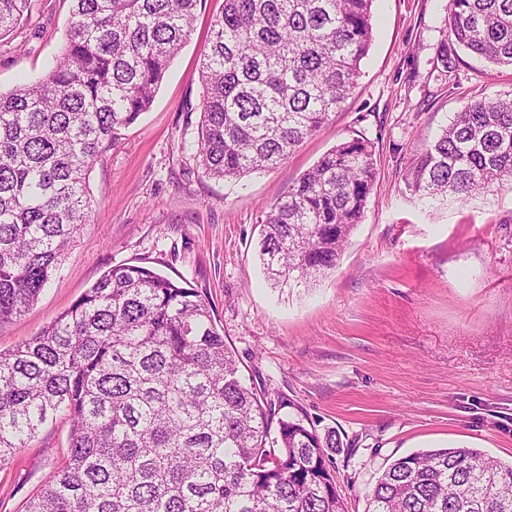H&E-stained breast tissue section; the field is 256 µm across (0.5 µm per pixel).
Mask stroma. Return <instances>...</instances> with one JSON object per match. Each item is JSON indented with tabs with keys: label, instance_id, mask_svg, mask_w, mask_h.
I'll list each match as a JSON object with an SVG mask.
<instances>
[{
	"label": "stroma",
	"instance_id": "1",
	"mask_svg": "<svg viewBox=\"0 0 512 512\" xmlns=\"http://www.w3.org/2000/svg\"><path fill=\"white\" fill-rule=\"evenodd\" d=\"M448 3L373 0V41L341 108L285 162L227 182L204 177L191 149L200 59L224 5L198 0L152 107L90 171V223L38 299L0 323V349L36 336L112 266H149L204 295L263 402L287 399L318 432H336L347 512H365L377 473L416 451L464 446L512 465V188L432 202L406 185L455 112L512 93L511 67L447 41ZM70 7L30 0L0 38L1 91L44 77ZM356 136L370 140L377 177L336 270L308 288L270 287L254 250L265 209ZM68 431L48 421L0 467V512H21L63 462Z\"/></svg>",
	"mask_w": 512,
	"mask_h": 512
}]
</instances>
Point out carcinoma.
I'll use <instances>...</instances> for the list:
<instances>
[{"instance_id":"carcinoma-1","label":"carcinoma","mask_w":512,"mask_h":512,"mask_svg":"<svg viewBox=\"0 0 512 512\" xmlns=\"http://www.w3.org/2000/svg\"><path fill=\"white\" fill-rule=\"evenodd\" d=\"M373 0H224L201 60V173L236 180L287 159L331 120L373 40ZM28 0H0V36ZM197 0H72L48 73L0 92V321L57 274L94 200L88 172L151 108L194 30ZM450 35L512 67V0H449ZM376 178L372 143L325 153L265 212L257 256L274 288L336 269ZM512 185V95L455 114L411 173L422 199ZM265 406L195 288L108 270L38 335L0 351V465L46 421L70 422L64 463L23 512H345L336 432ZM277 435L271 436L272 426ZM367 512H512V466L476 448L393 461Z\"/></svg>"}]
</instances>
